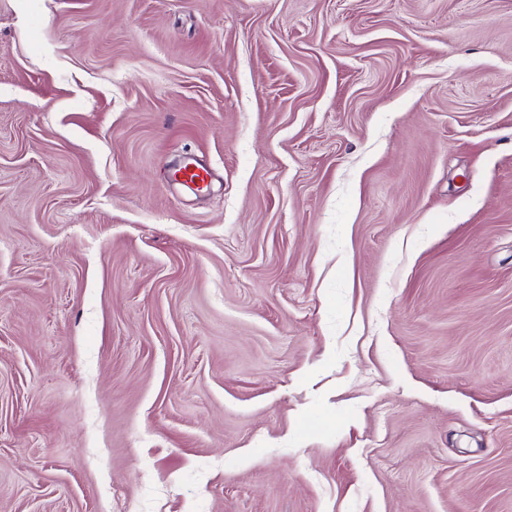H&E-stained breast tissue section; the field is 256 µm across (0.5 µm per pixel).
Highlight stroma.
Returning <instances> with one entry per match:
<instances>
[{"instance_id": "stroma-1", "label": "stroma", "mask_w": 512, "mask_h": 512, "mask_svg": "<svg viewBox=\"0 0 512 512\" xmlns=\"http://www.w3.org/2000/svg\"><path fill=\"white\" fill-rule=\"evenodd\" d=\"M0 512H512V0H0ZM173 181L194 193L206 192L211 185V173L191 158L184 159L172 172Z\"/></svg>"}]
</instances>
